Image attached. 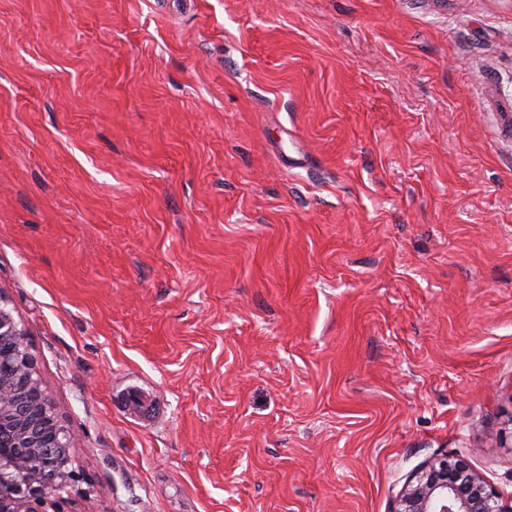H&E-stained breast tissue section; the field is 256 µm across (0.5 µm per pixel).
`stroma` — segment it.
<instances>
[{
    "label": "stroma",
    "instance_id": "35a3bbf8",
    "mask_svg": "<svg viewBox=\"0 0 512 512\" xmlns=\"http://www.w3.org/2000/svg\"><path fill=\"white\" fill-rule=\"evenodd\" d=\"M0 294L61 512L512 495V0H0ZM391 512H512V496L504 498L465 461L445 454L405 483Z\"/></svg>",
    "mask_w": 512,
    "mask_h": 512
}]
</instances>
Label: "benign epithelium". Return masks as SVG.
Here are the masks:
<instances>
[{
	"label": "benign epithelium",
	"mask_w": 512,
	"mask_h": 512,
	"mask_svg": "<svg viewBox=\"0 0 512 512\" xmlns=\"http://www.w3.org/2000/svg\"><path fill=\"white\" fill-rule=\"evenodd\" d=\"M0 512H48V496L72 477L78 436L50 402L36 362L7 301L0 294ZM392 512H512L469 465L448 455L428 460L398 493Z\"/></svg>",
	"instance_id": "benign-epithelium-1"
}]
</instances>
